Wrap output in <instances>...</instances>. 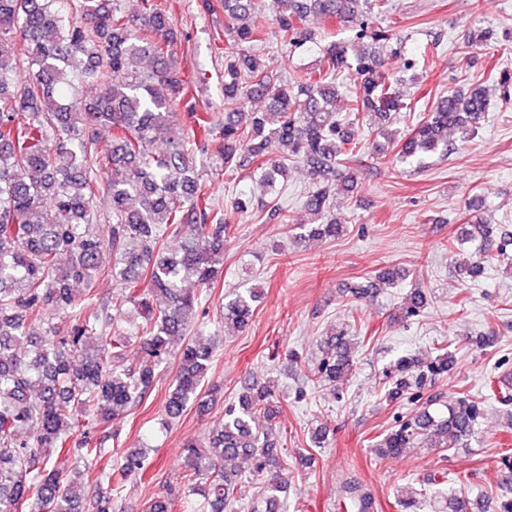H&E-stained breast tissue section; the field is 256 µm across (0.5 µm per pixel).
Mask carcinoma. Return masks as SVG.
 Returning <instances> with one entry per match:
<instances>
[{
	"instance_id": "carcinoma-1",
	"label": "carcinoma",
	"mask_w": 512,
	"mask_h": 512,
	"mask_svg": "<svg viewBox=\"0 0 512 512\" xmlns=\"http://www.w3.org/2000/svg\"><path fill=\"white\" fill-rule=\"evenodd\" d=\"M224 9V118L200 110V78L177 62L178 30L155 0H141L140 18L120 0H0V512H111L127 484L143 473L150 445L116 448L120 423L148 400L161 369L171 364L166 421L220 393L208 383L222 337L206 334L202 300L218 282L234 224L212 203V183L199 173L212 154L224 169L252 167L266 188L231 198L232 212L290 223L282 205L289 164L306 168L309 213L324 216L340 190L353 194L357 177L346 157L361 149L355 123L388 136L393 160L421 165L446 155L448 133L468 142L488 111L486 90L474 87L441 97L433 111L406 131H387L402 109L401 78L385 70L387 55L402 52L391 27L375 24L389 0H271L279 36L289 51L317 53L320 65L283 77L250 52L263 41L250 24L259 0H202L208 12ZM320 18L344 27L330 39L309 26ZM468 46L497 40L490 28L465 34ZM358 81L349 111L336 120L338 75ZM100 87L98 96L83 87ZM269 101L265 111L248 109ZM110 139L100 144L97 127ZM166 140L163 151L154 149ZM107 195L101 217L97 201ZM53 220L44 218L45 209ZM109 225L107 238L96 232ZM294 239H336L346 225L328 218L299 224ZM181 240L178 252L166 241ZM460 242L474 247L458 265L475 281L501 262L512 239L481 214L470 213ZM112 252L101 269L100 254ZM106 275L121 293L108 302L96 292ZM400 273L370 277L356 296L372 298ZM83 286L78 295L74 286ZM260 299L256 288L224 297V326L249 324ZM348 330L331 334L310 369L319 386L336 387L352 373ZM446 353L428 364L408 357L394 363L388 397L407 394L410 381L448 373ZM280 401L273 385L248 387L224 410L204 440L183 448L179 488L149 499L145 512H280L288 467L274 420ZM480 403L459 397L441 409L430 400L412 419L374 444L380 458L422 441L457 448L473 434ZM250 461L261 478L257 491L235 466ZM95 477L93 485L83 480ZM345 508L368 512V496L347 486ZM428 489L408 487L398 504L408 510Z\"/></svg>"
}]
</instances>
